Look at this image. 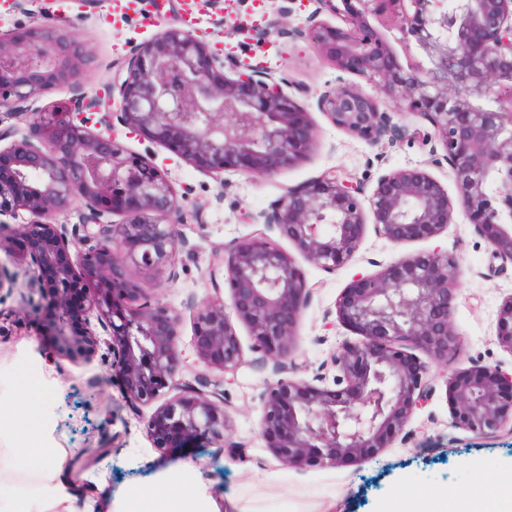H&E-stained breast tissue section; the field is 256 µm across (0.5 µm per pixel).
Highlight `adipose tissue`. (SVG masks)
I'll list each match as a JSON object with an SVG mask.
<instances>
[{"label":"adipose tissue","instance_id":"adipose-tissue-1","mask_svg":"<svg viewBox=\"0 0 512 512\" xmlns=\"http://www.w3.org/2000/svg\"><path fill=\"white\" fill-rule=\"evenodd\" d=\"M64 454L25 441L0 445V512H78L62 480ZM124 512H215L210 498H181L167 490L134 493Z\"/></svg>","mask_w":512,"mask_h":512}]
</instances>
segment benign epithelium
Listing matches in <instances>:
<instances>
[{
  "mask_svg": "<svg viewBox=\"0 0 512 512\" xmlns=\"http://www.w3.org/2000/svg\"><path fill=\"white\" fill-rule=\"evenodd\" d=\"M316 2L296 34L373 89L335 86L319 95V110L369 144L405 137L397 116L425 119L431 131L423 139L451 167L466 219L496 258L512 263V98L503 94L512 83V0ZM323 12L341 24L319 19ZM92 65L72 28L48 10L42 22L0 35V142L13 136L1 127L8 120L23 117L30 129L0 147V250L20 251L46 347L76 366L106 349L126 406H154L142 423L157 451L222 448L224 384L243 358L234 317L253 351L273 363L260 434L278 460L336 466L389 447L433 397L427 366L405 347L444 369L463 349L452 322L455 258L433 251L354 275L336 315L360 339L343 340L335 373L314 384L288 376L298 371L297 325L312 288L272 235L335 272L353 261L369 220L393 244L440 234L454 211L448 191L419 167L381 174L369 197L363 182L334 169L288 187L263 227L224 250L229 301L217 293L196 307L193 347L223 377L182 383L180 314L151 282L182 243L180 226L202 222L201 209L180 203L168 176L121 144L116 128L160 141L202 170L256 176L302 160L314 129L284 90L286 77L243 72L178 26L134 45L105 96L36 107L52 87L76 86ZM76 198L84 211L69 228L58 217ZM22 212L26 223L8 222ZM128 266L140 277H126ZM16 283L17 272L0 265V306ZM495 336L512 353V299L499 309ZM446 383L455 427L486 437L512 432V371L476 365Z\"/></svg>",
  "mask_w": 512,
  "mask_h": 512,
  "instance_id": "obj_1",
  "label": "benign epithelium"
}]
</instances>
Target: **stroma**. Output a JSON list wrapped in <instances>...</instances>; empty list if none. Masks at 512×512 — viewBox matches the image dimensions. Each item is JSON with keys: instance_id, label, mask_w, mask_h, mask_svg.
I'll return each instance as SVG.
<instances>
[{"instance_id": "stroma-1", "label": "stroma", "mask_w": 512, "mask_h": 512, "mask_svg": "<svg viewBox=\"0 0 512 512\" xmlns=\"http://www.w3.org/2000/svg\"><path fill=\"white\" fill-rule=\"evenodd\" d=\"M286 17H279V7ZM185 0H145L136 10L121 11L118 0H102L88 17L78 8L65 18L77 38L95 59L78 88L62 87L42 97V107L64 104L74 92L103 93L113 74L125 68L132 46L157 30L181 24ZM315 0H219L198 14V37L225 57L244 67H256L273 76L287 77L288 92L309 113L316 143L300 162L270 177L235 171L215 176L195 168L163 144L151 143L122 128L118 138L129 149L148 155L172 181L177 192L204 212L200 224L181 228L185 240L171 265L156 277L158 298L181 316L179 347L184 362L180 378L193 382L205 367L193 350L196 306L205 296H228L224 279L225 246L264 223L271 206L286 188L320 176L327 169L365 182L373 193L379 173L417 166L447 190H454L447 162L435 161L432 144L407 137L370 145L337 128L316 106L328 88L356 82L310 47L293 29L305 24ZM282 18L286 34L270 36L244 47L245 33ZM452 253L461 271L453 320L465 338L453 363L462 372L475 364L512 368V352L499 346L495 322L499 307L512 297V264L493 259L490 248L461 211L432 238L399 245L366 230L360 249L347 268L328 272L299 260L312 297L297 327L295 358L298 378L314 380L332 375V356L343 340L354 334L336 320V299L354 274H374L402 258L433 251ZM23 289L6 302L21 322L0 336V373L17 379L14 407L28 410L47 402L43 438L46 446L62 448L71 464L68 486L87 512H120L135 491L164 489L174 473L188 474V491L205 489L218 512H429L433 503L465 504L482 499L493 507L497 498L512 495V433L488 438L455 428L446 380L431 367L427 379L433 388L431 403L416 412L403 434L372 459H358L335 467L289 468L266 448L260 435L263 392L273 376V364L251 348L247 327L236 324L243 363L235 380L225 387L227 426L220 448H178L161 454L148 440L143 425L123 406L109 356L74 366L55 364L44 350L38 328L25 316ZM106 447L110 453L77 482L72 467L80 452Z\"/></svg>"}]
</instances>
